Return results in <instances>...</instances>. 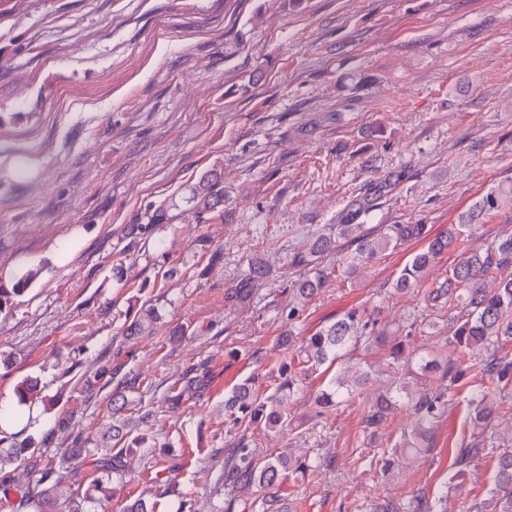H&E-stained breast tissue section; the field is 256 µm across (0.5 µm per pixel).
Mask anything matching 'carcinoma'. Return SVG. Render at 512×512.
Here are the masks:
<instances>
[{"instance_id":"cac0c4a2","label":"carcinoma","mask_w":512,"mask_h":512,"mask_svg":"<svg viewBox=\"0 0 512 512\" xmlns=\"http://www.w3.org/2000/svg\"><path fill=\"white\" fill-rule=\"evenodd\" d=\"M505 202L512 205V189L505 191L494 187L461 216L459 223L448 225V229L433 237L425 224H382L378 230L363 224H338L336 231L315 236L308 251L293 257L294 265L309 269V273L297 280L293 288L296 298L304 301L315 296L335 277L336 270L321 264V259L336 251L337 240L341 238H351L356 242V251L347 258L343 270L348 278L355 277L361 266L390 247L401 242H424V246L399 271L393 284L399 292L421 287L428 269L439 256L451 248L460 251L458 261L449 267L439 286L440 295L448 296V306L458 310L450 318L448 346L453 348L455 358L448 361L444 370L448 386L435 394L417 393L404 384L391 386L376 396L364 421L366 428L378 429L387 422L396 406L404 401L412 403L415 418L410 430L403 434L402 448L416 450L428 440L433 423L453 400L455 386L463 375H469L471 380V420L481 429L490 426L497 418L494 394L512 385V358L498 354L500 346L512 339V277L502 275L512 267V235L484 247L469 248L475 221L483 214L499 210ZM187 203L202 215L220 213L224 203V170L212 169L204 173L192 188ZM267 274L265 264H251L249 274L225 293L224 300L231 307L246 300ZM33 277V272L27 270L16 277L12 287L0 286V311L11 297L27 290ZM490 278L498 279L496 287L487 286ZM379 315L377 308L371 311L351 309L335 322L303 339L297 347L291 334L281 335L279 343L291 353V360L280 364L274 393L268 396L260 393L253 377L242 380L226 393L224 415L232 426L238 428V432L224 458L225 490L232 492L247 488L255 495L249 507L258 502L264 510L273 506L275 512H291L286 503L279 502L277 494L286 475L304 468V463L284 450L259 455L258 432H276L288 426L285 400L297 392L302 380L314 370L340 359L347 348L361 341L367 346L375 342H389L386 336L372 335ZM160 318L157 308H142L124 325L122 334L126 337L148 335ZM477 354L481 359L473 364V368L463 369L464 363ZM413 365L423 376L440 369L438 360L429 353L414 355ZM118 373L119 369L110 370L104 366L98 373L83 379L88 391L94 390L105 376L115 382L112 390V448L109 452L101 455L98 449L79 444L59 448L30 464L28 486L20 490L14 486V479L5 465L22 458L35 447V442L29 439L24 443H13L6 450L0 448V497L5 503L18 512H97L98 505L109 497V484L126 478L127 456L142 450L150 457H156L141 429V425L155 421V415L148 410L138 417L136 423L122 416L126 393L132 386L126 380H118ZM370 378L367 370L359 368L351 375L349 367H344L315 399V405L320 408L318 414L342 402L353 389L364 387ZM203 386L204 380L200 375L187 373L167 388L165 399L178 405L186 400L188 393H197ZM485 451L484 444L479 441L469 448L460 449L453 461L457 472H465L470 463ZM88 463L92 464L96 477L83 494L63 488L61 481L55 478L58 466L79 468ZM150 481L161 489L160 495L175 497L174 512H194L191 494L174 491L161 484L157 476ZM12 493L17 496L14 501L10 499ZM484 506L491 508L492 512H512V449L506 448L496 455L494 485L485 489Z\"/></svg>"}]
</instances>
